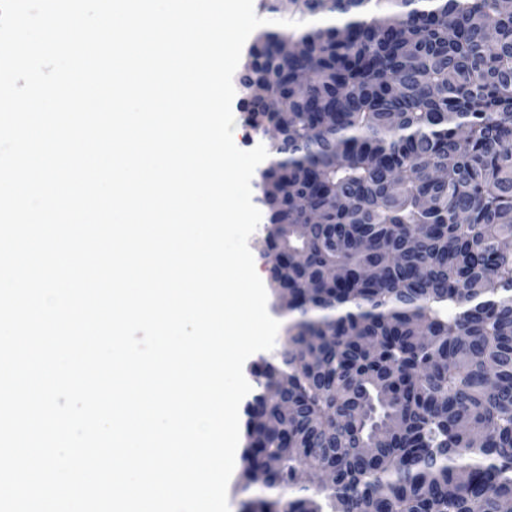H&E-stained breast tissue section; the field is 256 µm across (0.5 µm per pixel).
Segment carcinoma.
Masks as SVG:
<instances>
[{"instance_id": "carcinoma-1", "label": "carcinoma", "mask_w": 512, "mask_h": 512, "mask_svg": "<svg viewBox=\"0 0 512 512\" xmlns=\"http://www.w3.org/2000/svg\"><path fill=\"white\" fill-rule=\"evenodd\" d=\"M288 12L239 75L279 132L265 258L290 295L246 406L240 485L263 468L270 493L244 512H512V9Z\"/></svg>"}]
</instances>
